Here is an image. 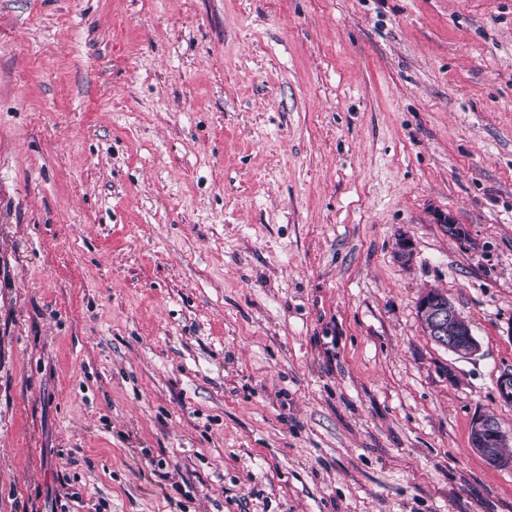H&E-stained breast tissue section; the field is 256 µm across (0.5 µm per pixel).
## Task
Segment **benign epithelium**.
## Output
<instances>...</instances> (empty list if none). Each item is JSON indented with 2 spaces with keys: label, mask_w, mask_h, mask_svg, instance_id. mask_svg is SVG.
Here are the masks:
<instances>
[{
  "label": "benign epithelium",
  "mask_w": 512,
  "mask_h": 512,
  "mask_svg": "<svg viewBox=\"0 0 512 512\" xmlns=\"http://www.w3.org/2000/svg\"><path fill=\"white\" fill-rule=\"evenodd\" d=\"M417 312L426 335L436 345L460 357H472L480 350L469 324L458 313L447 294L423 293L417 302ZM497 393L501 402L512 404V371L500 375ZM509 435L490 413L477 414L471 423L469 447L491 467L512 471V452L498 447Z\"/></svg>",
  "instance_id": "1"
}]
</instances>
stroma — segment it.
<instances>
[{
	"instance_id": "stroma-1",
	"label": "stroma",
	"mask_w": 512,
	"mask_h": 512,
	"mask_svg": "<svg viewBox=\"0 0 512 512\" xmlns=\"http://www.w3.org/2000/svg\"><path fill=\"white\" fill-rule=\"evenodd\" d=\"M509 370L512 0H0V512H512ZM424 292L417 312L426 335L436 345L460 357H472L480 350L469 324L458 313L447 294ZM510 435L505 431L499 420L490 413H478L472 420L469 434V447L482 457L491 467L500 470L512 471V452H505L501 448L510 449L511 439L503 440Z\"/></svg>"
}]
</instances>
